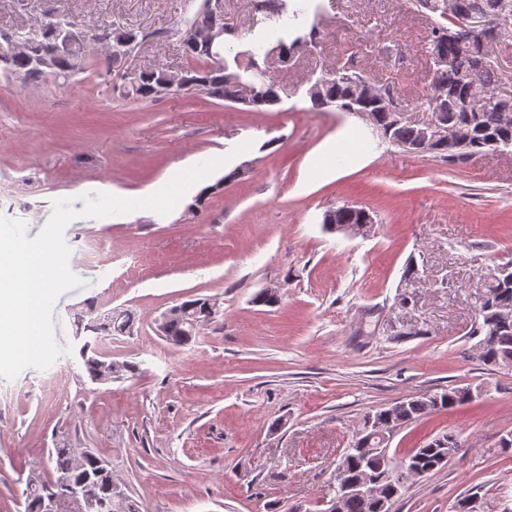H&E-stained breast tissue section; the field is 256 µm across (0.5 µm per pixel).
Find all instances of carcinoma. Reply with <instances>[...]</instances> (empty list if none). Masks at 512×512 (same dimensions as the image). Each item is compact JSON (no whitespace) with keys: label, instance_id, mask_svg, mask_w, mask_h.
Returning <instances> with one entry per match:
<instances>
[{"label":"carcinoma","instance_id":"1","mask_svg":"<svg viewBox=\"0 0 512 512\" xmlns=\"http://www.w3.org/2000/svg\"><path fill=\"white\" fill-rule=\"evenodd\" d=\"M455 11H448L446 0H413L419 11H428L439 16L432 23L427 53L431 58L434 72L432 92L420 103V109L431 112L434 97L443 98L439 112L443 124L454 128L459 138L448 144L443 141L432 143L417 150L419 154H432L450 162L464 163L469 158L488 150H512V101L505 102L498 96L499 88L507 81L512 82V71L504 69L495 59H483L482 43L472 37L463 27V17L471 13H483L492 18L507 16L512 19V0H454ZM220 23L212 13L199 10L190 28L183 38L187 55L197 61L191 71L196 76L200 89L209 96L224 101L237 100L236 84L230 81L229 66L223 56V50L209 48L195 41L194 31L210 28ZM66 22L57 17L48 18L37 33L21 35L19 39L28 43L29 50L8 59L7 68L21 76L27 82H37L53 73L69 77L82 70L83 53L95 39L92 30L75 29L80 42L60 48L53 61L52 68L42 69L33 63V59L50 47L49 35ZM319 35V24L311 25L309 31L296 37L290 44H279V53L291 54L301 45H314ZM164 75L149 72L139 78L132 92L140 98H149L163 91ZM363 80L360 69L353 58L339 65V73L331 81L322 85L316 92H308L312 105L316 107L332 106L338 112L364 110L374 112L382 138L394 146L407 150L417 144L419 129L411 123L396 121L389 107L394 94L388 87H378L375 97L364 102L360 97V81ZM279 102L278 85L268 78L257 85V92L248 102L255 108L275 105ZM340 223L355 224L360 218V208L342 204L330 208ZM484 296L479 307L472 335L479 337L481 344L479 361L494 371L512 372V265L497 268L494 275L484 284ZM134 322L132 313L108 322V329L95 335L88 341L89 347L83 357V366L87 374H93L98 367L99 356L96 346L104 336L123 335L130 332ZM187 320H173L167 330L166 340L173 345L189 342ZM480 386H450L434 391L426 396H412L400 400L395 414L385 408L366 412L358 429L379 427L384 430H397L425 415L448 411L480 398ZM446 446L441 447L436 439L414 448L397 458L378 450L381 439L365 441V437H352L348 448L339 458V465L351 481L369 475L378 480V496L369 504L359 496L351 495L341 501L340 512H391L393 504L406 493L408 486L395 492L390 476L397 475L409 467H418L429 473L442 468L443 457H454L460 448L459 435L453 431L441 434ZM100 458L86 455L80 448H73L63 442L54 448L49 462L54 464V480L64 479L57 486V492L66 494L78 485L84 486L87 493L99 498L110 499L112 492L102 482L91 480L95 466ZM47 485L31 480L25 499V512H41L40 499Z\"/></svg>","mask_w":512,"mask_h":512}]
</instances>
